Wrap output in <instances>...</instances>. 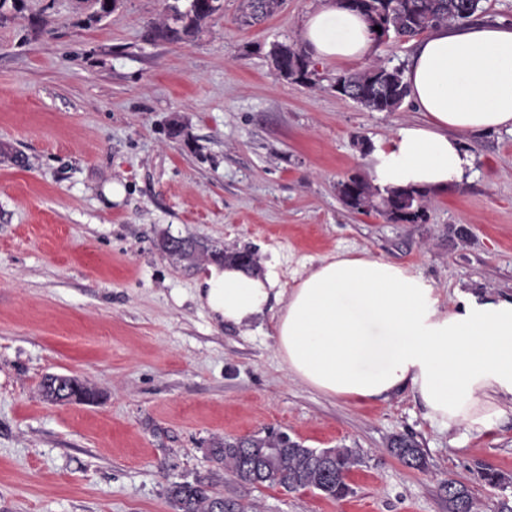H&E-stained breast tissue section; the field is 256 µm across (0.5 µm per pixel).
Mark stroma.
<instances>
[{
  "label": "stroma",
  "mask_w": 512,
  "mask_h": 512,
  "mask_svg": "<svg viewBox=\"0 0 512 512\" xmlns=\"http://www.w3.org/2000/svg\"><path fill=\"white\" fill-rule=\"evenodd\" d=\"M321 4L283 0L242 26L241 0H223L179 42L158 35L161 0H120L99 20L91 0H22L0 17V512H174V482L203 483L226 512H448L449 482L476 512H512V415L449 431L408 389L356 402L293 381L272 313L217 323L198 300L205 264L160 246L250 248L286 289L351 252L420 275L447 309L462 293L512 297V133L462 135L471 167L428 193L424 221L343 203L341 181L370 178L376 146L422 116L368 111L333 80L406 66L415 43L312 61L311 84L282 79L272 44H299ZM49 374L79 377L98 402L44 400ZM270 428L359 449L352 495L254 487L212 459L216 442ZM398 437L422 468L390 453ZM169 256L181 260H187L191 263L203 261L204 253H200V246L196 249L188 247L183 238L168 237L167 247L164 250Z\"/></svg>",
  "instance_id": "obj_1"
}]
</instances>
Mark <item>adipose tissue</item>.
I'll return each instance as SVG.
<instances>
[{
  "instance_id": "adipose-tissue-1",
  "label": "adipose tissue",
  "mask_w": 512,
  "mask_h": 512,
  "mask_svg": "<svg viewBox=\"0 0 512 512\" xmlns=\"http://www.w3.org/2000/svg\"><path fill=\"white\" fill-rule=\"evenodd\" d=\"M319 60L364 57L366 20L337 0L302 25ZM423 122L399 127L373 155L375 183L442 191L470 165L461 135L512 132V23L442 26L420 39L404 72ZM217 321L244 327L275 311V350L289 376L343 400H389L411 389L443 428L482 431L512 414V297L460 299L450 309L420 276L380 258L322 260L295 288L273 271L209 264L198 292Z\"/></svg>"
}]
</instances>
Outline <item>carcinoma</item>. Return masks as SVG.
Listing matches in <instances>:
<instances>
[{"instance_id":"carcinoma-1","label":"carcinoma","mask_w":512,"mask_h":512,"mask_svg":"<svg viewBox=\"0 0 512 512\" xmlns=\"http://www.w3.org/2000/svg\"><path fill=\"white\" fill-rule=\"evenodd\" d=\"M185 9L168 5L173 24L165 26L161 35L169 39H180L189 35L198 25L222 9L221 0H186ZM275 0H244L241 23L252 25L274 13ZM344 8L363 15L370 26H378L381 32L374 33L375 41H382V35L407 40L419 37L435 28L466 22L484 11L482 0H357L353 6ZM286 56L271 61L276 70L286 69L287 74H300L311 82L313 71L305 51L293 45H285ZM334 85L344 86L359 95L357 103L371 112H393L401 107L408 95L402 68H387L372 64L363 70L347 72L334 78ZM358 192L351 193L347 182L340 187L341 199L356 211H372L382 206L383 212L394 221L402 220L399 211L407 199L421 209L425 208L426 193L414 189H389L381 200L361 176H356ZM75 376L48 375L41 389L46 400L53 402L68 391L69 383ZM277 448L279 453L276 471L267 478H259L248 469L250 449ZM391 452L404 464L412 468L424 466L422 449L410 441L397 438L391 443ZM212 458L238 480L249 485L277 484L295 492L300 488L313 489L331 499H342L349 495L346 482L353 468L362 463V457L355 448L317 449L305 448L296 441L283 444L265 435L245 441L236 438L214 444ZM448 498V512H474L473 497L469 489L461 484L448 483L443 486ZM168 498L175 512H213L218 496L211 495L198 482L174 483L168 490Z\"/></svg>"}]
</instances>
